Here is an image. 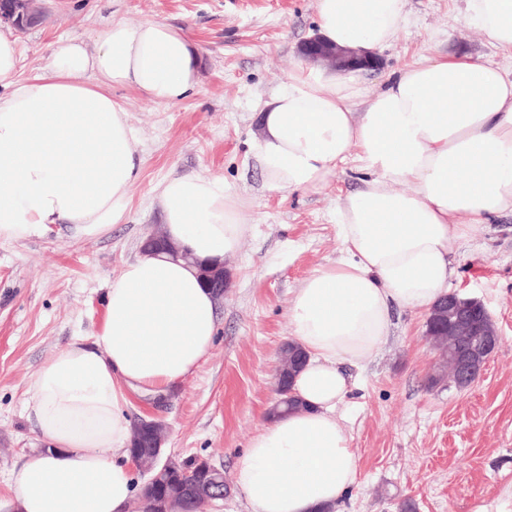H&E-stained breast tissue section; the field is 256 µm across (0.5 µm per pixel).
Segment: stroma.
Instances as JSON below:
<instances>
[{"label":"stroma","mask_w":512,"mask_h":512,"mask_svg":"<svg viewBox=\"0 0 512 512\" xmlns=\"http://www.w3.org/2000/svg\"><path fill=\"white\" fill-rule=\"evenodd\" d=\"M464 6L407 0L380 71L364 76L367 93L424 57L469 53L512 65L507 52L464 24ZM45 8L42 24L16 36L22 76L43 71L60 41L94 46L115 20L164 22L201 47L204 64L195 90L176 103L113 87L142 160L123 223L99 239H73L57 224L42 237L0 242V512L13 508L10 474L40 445L26 412L32 376L74 339L94 342L109 281L163 227L155 187L190 173L223 179L242 201L248 229L224 260L231 286L207 357L163 406L134 393L126 414L160 417L170 428L167 454L204 458L232 486L236 461L276 396L290 300L315 269L340 257L336 201L361 177L351 161L315 189L274 193L249 154L263 103L316 30L317 0H47ZM455 267L451 291L484 303L499 349L470 388L432 385L437 353L425 336L427 315L395 310L390 336L351 368L350 393L336 411L358 461L357 482L336 512H399L406 500L418 512H494L512 496V215L479 228Z\"/></svg>","instance_id":"obj_1"}]
</instances>
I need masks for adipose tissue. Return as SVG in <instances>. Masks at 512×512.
Segmentation results:
<instances>
[{
  "instance_id": "adipose-tissue-1",
  "label": "adipose tissue",
  "mask_w": 512,
  "mask_h": 512,
  "mask_svg": "<svg viewBox=\"0 0 512 512\" xmlns=\"http://www.w3.org/2000/svg\"><path fill=\"white\" fill-rule=\"evenodd\" d=\"M465 24L512 49V0H465ZM406 0H318L317 33L371 57L398 33ZM202 51L160 21L112 23L94 48L57 44L42 73L18 75L0 30V241L63 224L93 239L122 223L141 161L110 90L168 103L196 87ZM250 142L264 183L306 191L350 156L365 172L340 196L342 256L296 288L292 339L307 354L294 379L303 411L264 423L235 465L248 512H336L357 478L336 417L347 369L387 339L394 309L430 310L473 232L512 214V75L472 54L388 74L366 96L360 71L298 64L259 114ZM164 234L196 259L238 251L246 226L223 179L187 174L156 189ZM93 345L75 340L34 377L27 409L39 449L13 471L18 512H127L135 496L125 414L133 392L162 395L199 368L217 332V301L194 266L142 254L109 283Z\"/></svg>"
}]
</instances>
